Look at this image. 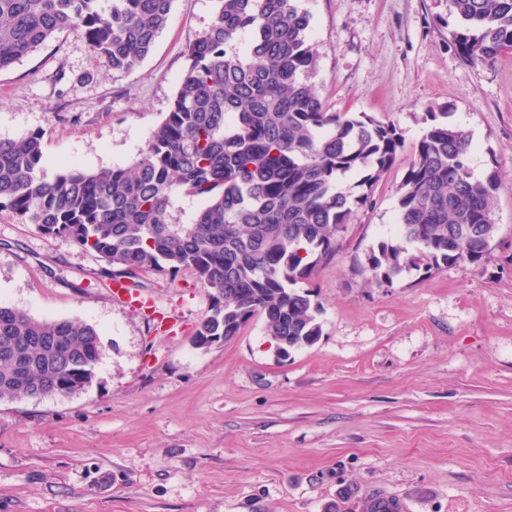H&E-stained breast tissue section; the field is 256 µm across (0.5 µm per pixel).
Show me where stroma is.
<instances>
[{"instance_id":"35a3bbf8","label":"stroma","mask_w":512,"mask_h":512,"mask_svg":"<svg viewBox=\"0 0 512 512\" xmlns=\"http://www.w3.org/2000/svg\"><path fill=\"white\" fill-rule=\"evenodd\" d=\"M332 112L392 121L404 148L308 285L322 327L281 353L263 318L200 348L209 288L183 269L112 268L0 211V305L94 326L101 358L73 394L0 400V512H512V52L465 63L445 0H298ZM215 0H173L151 52L115 71L74 29L0 72V139L42 136L43 166L128 165L169 110ZM497 170L496 233L466 262L392 284L355 271L394 238L399 185L429 111Z\"/></svg>"}]
</instances>
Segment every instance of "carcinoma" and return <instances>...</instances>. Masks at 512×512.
I'll return each mask as SVG.
<instances>
[{
	"label": "carcinoma",
	"instance_id": "cac0c4a2",
	"mask_svg": "<svg viewBox=\"0 0 512 512\" xmlns=\"http://www.w3.org/2000/svg\"><path fill=\"white\" fill-rule=\"evenodd\" d=\"M173 0H0V71L58 34L81 29L96 56L130 71L151 51ZM214 23L187 51L162 122L126 167L48 174L42 137L0 140V210L92 250L125 278L192 271L212 290L197 336L229 341L255 317L286 353L321 335L308 291L336 257L354 213L404 139L364 113L329 112L308 82L318 57L310 15L296 0H217ZM450 41L472 65L512 50V0H448ZM400 184L396 240L370 250L361 271L389 285L404 271L480 265L494 236L499 174L474 177L468 134L430 112ZM205 206L190 222L177 198ZM100 338L85 323L43 321L0 306V399L51 396L95 368ZM366 512H400L375 497Z\"/></svg>",
	"mask_w": 512,
	"mask_h": 512
}]
</instances>
